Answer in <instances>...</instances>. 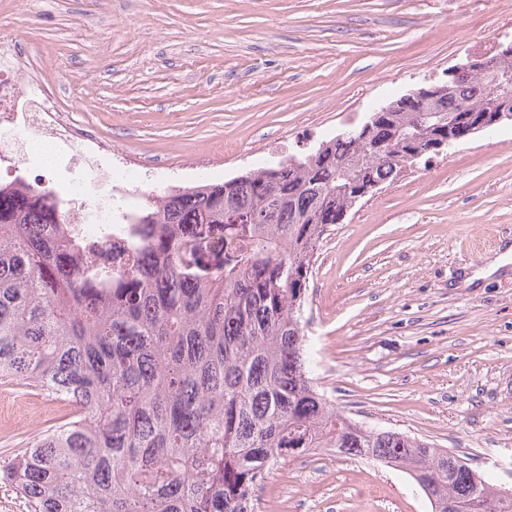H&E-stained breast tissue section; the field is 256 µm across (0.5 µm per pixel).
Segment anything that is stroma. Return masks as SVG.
<instances>
[{"label": "stroma", "instance_id": "obj_1", "mask_svg": "<svg viewBox=\"0 0 512 512\" xmlns=\"http://www.w3.org/2000/svg\"><path fill=\"white\" fill-rule=\"evenodd\" d=\"M512 38V0H0V53L158 191L309 154ZM512 125L400 173L332 226L304 333L345 415L467 458L512 490ZM54 421L0 427V466ZM259 512H430L404 472L321 448Z\"/></svg>", "mask_w": 512, "mask_h": 512}]
</instances>
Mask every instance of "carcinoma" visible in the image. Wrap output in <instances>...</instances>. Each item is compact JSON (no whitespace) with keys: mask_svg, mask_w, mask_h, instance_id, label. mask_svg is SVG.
<instances>
[{"mask_svg":"<svg viewBox=\"0 0 512 512\" xmlns=\"http://www.w3.org/2000/svg\"><path fill=\"white\" fill-rule=\"evenodd\" d=\"M489 82L475 73L435 112L400 103L292 162L148 201L112 266L102 236L62 227L52 189L0 179V380L67 408L0 481L29 512H256L274 466L334 448L407 473L431 512H512L464 458L336 409L303 324L328 228L365 181L465 136Z\"/></svg>","mask_w":512,"mask_h":512,"instance_id":"cac0c4a2","label":"carcinoma"}]
</instances>
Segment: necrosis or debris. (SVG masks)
I'll list each match as a JSON object with an SVG mask.
<instances>
[{"mask_svg": "<svg viewBox=\"0 0 512 512\" xmlns=\"http://www.w3.org/2000/svg\"><path fill=\"white\" fill-rule=\"evenodd\" d=\"M36 84L22 56L0 57V120L13 131L10 138L0 139V169L48 171L32 150L33 144H48L62 154L75 193L66 224L85 234L121 225L137 200L154 196L152 184L124 175L111 151L67 117L50 111Z\"/></svg>", "mask_w": 512, "mask_h": 512, "instance_id": "4bbe7bcc", "label": "necrosis or debris"}]
</instances>
